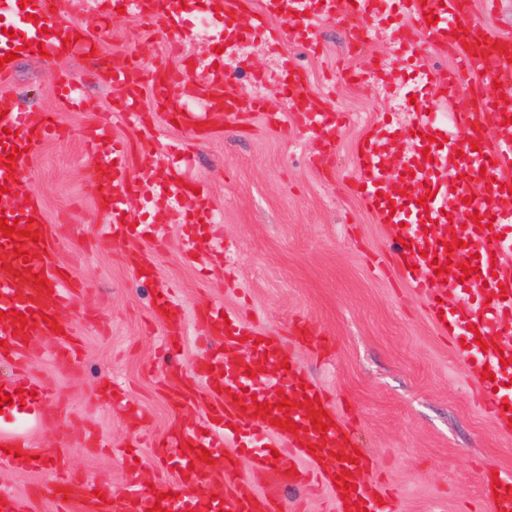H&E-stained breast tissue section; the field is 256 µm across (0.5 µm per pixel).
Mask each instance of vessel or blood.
<instances>
[{
	"label": "vessel or blood",
	"instance_id": "vessel-or-blood-1",
	"mask_svg": "<svg viewBox=\"0 0 512 512\" xmlns=\"http://www.w3.org/2000/svg\"><path fill=\"white\" fill-rule=\"evenodd\" d=\"M126 12L146 21H160L171 36H179L186 18L174 0H118ZM205 8L224 17V36L231 39L243 30L279 42L282 34L311 47L316 43L313 20L325 17L342 23L350 44L358 45L365 33L363 24L372 15L374 0H203ZM473 0H390L389 9L397 22L396 44L401 57L419 58L421 44L428 43L448 52L455 66L445 73H427L428 83L438 88L437 97L421 106L411 127L419 137L409 148L400 167L386 161L384 130L373 131L358 144L361 195L373 207L380 223L386 224L391 237L392 254L398 261L396 271L415 291L425 295L443 325L449 326L458 356L475 378L480 401L502 429L512 428V265L501 254L512 250V204H503L512 189V89L495 90V82L512 74V41L500 37L484 24L474 21ZM282 18L283 30L271 28L273 18ZM0 19L6 21L15 37L0 33V58L15 48L44 46L52 58L77 52L90 54L94 45L80 36L75 23L58 11L56 0H33L21 6L20 0H0ZM57 31L55 42L42 41L41 26ZM282 71L288 80L286 93L297 123L316 137L321 160H329L335 151L336 134L344 115L332 111L325 98L312 92L304 74L291 61ZM110 83L120 85L124 94L114 109L129 124L145 125L140 109L144 89L166 104L179 127L209 132L214 125L239 118L242 98L237 74L230 65L220 64L207 70L203 79L204 95L200 106H181L176 87L181 78L164 66L145 69L133 53H125L121 63L108 72ZM58 99L68 108L81 106L80 84L64 77L55 83ZM447 103L452 126L465 136L463 151L448 149L443 159H424L422 145L442 140L447 126L435 118L440 103ZM66 131L55 113H43L31 120L23 111L7 112L0 117V218L17 222L19 229L34 227L38 238L22 234L18 239L0 235V253L8 262H0V361L13 363L19 372L17 381L0 385V395L10 394V404L0 410L15 416L26 409H37L41 420L63 421V408H48L49 389L31 379L30 365L36 349L50 347L59 359L74 357L78 338L71 326L52 332L50 319L65 307H76L78 288L70 282L62 266L52 257L49 226L41 205L28 202L16 207L7 186L15 182V169L21 168L30 154L43 143L64 137ZM84 138L101 160L103 189L95 201L93 219L101 225L103 237L138 241L151 232L150 225L130 224L125 214L130 192L148 195L147 183L130 179L132 159L152 151L149 139L127 144L113 138L106 124L85 128ZM17 147L12 166H4L6 150ZM480 185L483 200L469 202L470 189ZM460 200L464 223L454 232L441 231L448 216L447 199ZM176 202L184 207L193 234H200V220L206 216L209 200L205 193H194L178 184ZM418 224H411V217ZM471 267L464 282L458 283L456 305H449L439 289L437 267L446 263ZM44 274L45 285L35 282V274ZM25 314L24 329H17L9 311ZM219 304L205 310L208 327L221 342L196 367V375L205 387L208 399L204 427L174 428L153 444L156 459L174 468V479H163L153 489H145L136 468H129L120 491L110 484L83 478H65L43 490L44 496L65 501L72 512H152L161 506L164 512H276L283 499L285 485L301 482L332 488L336 512H396L392 498H380L371 473L368 454H355L356 440L335 406L323 398L318 385L306 376L291 353L292 342L325 348L327 338L295 334L293 340L270 337L244 324L237 317H224ZM155 318L168 325L169 348H178L182 334L183 311L171 298L169 289L158 291L152 310ZM244 349L247 358L228 360L225 352ZM288 399L289 408H279L280 399ZM271 405L270 414L257 411L258 404ZM329 418L327 431L313 423ZM296 423L295 431L281 428L283 420ZM287 442L308 469L287 471L277 465L267 442L268 437ZM221 457L229 449L248 455L249 477L233 470L213 471L198 448ZM0 466L20 472H38L45 468L46 457L39 454L24 432L0 433ZM349 469L348 480H341L342 469ZM223 482L219 498L199 496L201 488ZM487 500L491 512H512V478L501 476L488 482Z\"/></svg>",
	"mask_w": 512,
	"mask_h": 512
}]
</instances>
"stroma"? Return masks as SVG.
<instances>
[{"mask_svg": "<svg viewBox=\"0 0 512 512\" xmlns=\"http://www.w3.org/2000/svg\"><path fill=\"white\" fill-rule=\"evenodd\" d=\"M67 20L82 25L113 59L121 49L135 51L143 66L164 61L184 73L183 98L198 100V72L216 60L224 32L220 15L195 26L201 8L189 4L181 50L167 52L168 34L156 27L146 34L144 21L113 15L98 23V5L58 0ZM359 51H351L342 26L322 18L316 25L318 47L288 40L277 48L259 42L241 59L244 102L239 124L222 126L197 140L168 125L151 91L141 105L155 135V148L143 168L154 171L151 202L131 198L128 219L151 224L143 242L156 264L153 278H141L128 262L131 243L103 240L88 214L95 203L94 156L82 132L107 122L117 139L140 138L113 103L120 87L109 84L92 61L81 56L48 60L24 53L0 83V106L30 112H56L67 135L38 147L18 173L19 197L38 200L53 236V256L86 289L93 317L78 310L62 312L81 348L65 362L39 356L36 374L61 394L73 417L62 426L31 423L27 434L48 458L62 457V468L39 473L0 469V492L35 502L37 512H55L38 501L59 472L111 483L121 488L130 458H138L143 483L155 482L158 469L151 445L177 424L198 426L205 418L203 398L172 410L166 387L180 386L206 354L208 327L198 310L216 302L247 324L272 336L288 335L294 323L328 335L333 345L316 352L297 345L294 354L308 376L324 388L339 411L352 421L353 435L374 461V476L397 497L401 512H489L484 497L487 468L512 474V433L498 430L491 414L472 393L473 377L455 353L450 336L432 319L427 301L398 277L387 249L388 228L355 189L357 142L386 122L398 134L393 148L404 151L406 112L394 111L383 94V80L370 77L375 64L386 73L404 62L393 51L394 36L369 25ZM292 57L315 94L347 114L336 137L332 163L320 161L313 135L301 130L275 82L255 89L254 72H268L271 60ZM365 72L360 82L340 76L341 68ZM79 77L83 108L60 107L52 93L56 76ZM262 96L266 112L251 103ZM191 153L182 161L179 153ZM134 169V177L142 170ZM180 169L207 192L216 216L206 239L190 244L182 211L167 207L165 181ZM171 289L185 311L181 347L168 352L166 328L150 318L159 289ZM117 383L138 404L141 420L112 403L107 383ZM98 448H87L89 437Z\"/></svg>", "mask_w": 512, "mask_h": 512, "instance_id": "1", "label": "stroma"}]
</instances>
